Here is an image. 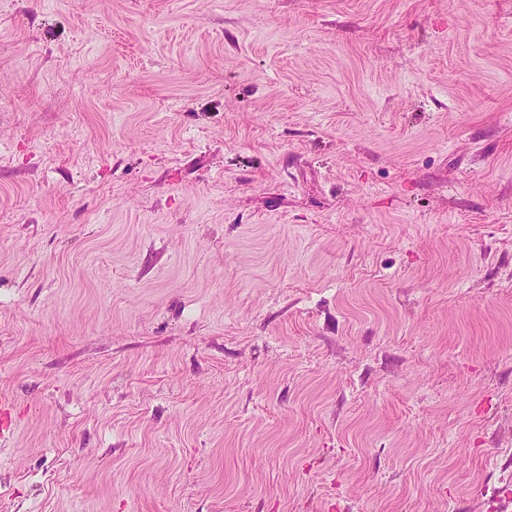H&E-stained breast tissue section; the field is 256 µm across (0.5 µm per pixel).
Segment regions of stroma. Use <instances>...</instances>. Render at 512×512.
Wrapping results in <instances>:
<instances>
[{
	"label": "stroma",
	"mask_w": 512,
	"mask_h": 512,
	"mask_svg": "<svg viewBox=\"0 0 512 512\" xmlns=\"http://www.w3.org/2000/svg\"><path fill=\"white\" fill-rule=\"evenodd\" d=\"M512 0H0V512H492Z\"/></svg>",
	"instance_id": "obj_1"
}]
</instances>
